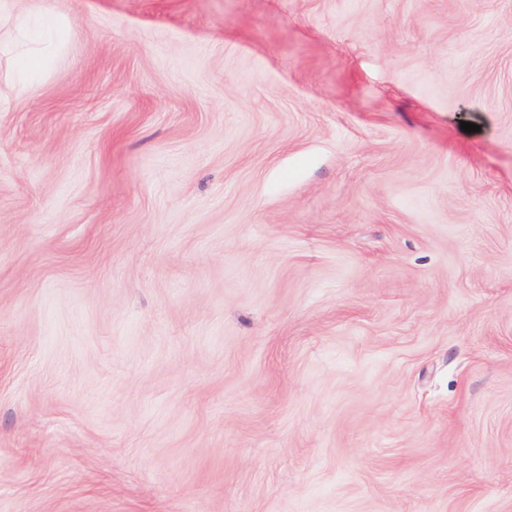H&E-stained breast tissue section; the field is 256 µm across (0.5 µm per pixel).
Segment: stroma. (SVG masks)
<instances>
[{"label": "stroma", "instance_id": "35a3bbf8", "mask_svg": "<svg viewBox=\"0 0 512 512\" xmlns=\"http://www.w3.org/2000/svg\"><path fill=\"white\" fill-rule=\"evenodd\" d=\"M12 4L0 512H512V0Z\"/></svg>", "mask_w": 512, "mask_h": 512}]
</instances>
